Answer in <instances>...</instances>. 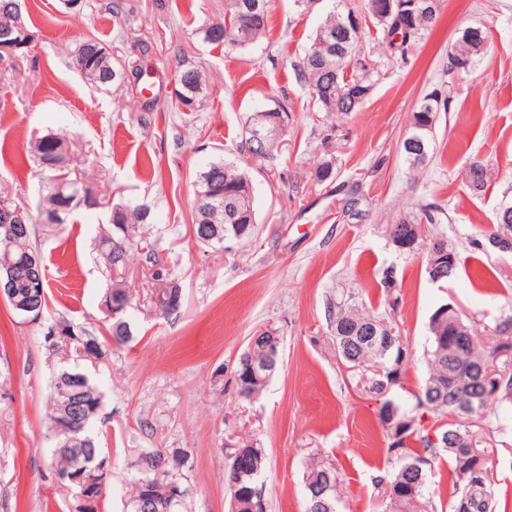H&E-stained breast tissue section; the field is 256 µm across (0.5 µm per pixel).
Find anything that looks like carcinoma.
<instances>
[{
  "label": "carcinoma",
  "mask_w": 512,
  "mask_h": 512,
  "mask_svg": "<svg viewBox=\"0 0 512 512\" xmlns=\"http://www.w3.org/2000/svg\"><path fill=\"white\" fill-rule=\"evenodd\" d=\"M381 0H365L362 14L369 17L380 30L387 46L405 58L418 37L428 32L436 23L439 11L426 14L417 9L407 16L408 32L401 41L392 38L400 32V22H392L380 13ZM270 0H226L224 22L215 23L204 31V39L212 44L245 45L257 41L268 32ZM357 9L347 6V0H335L323 24L318 28L310 47L303 58L300 78L308 85L313 105L320 112H353L360 106L371 90V74L374 69L358 54V38L340 46L327 45L328 35L343 36L342 28L349 15ZM18 17L14 0H0V29H17ZM487 40L481 29L470 35V28L458 31L448 58L463 61L473 66L475 57L481 53ZM76 64L83 76L97 86H107L122 79V63L94 38L84 41L77 49ZM184 83L177 90L176 102L190 97L199 103L207 95V86L201 72L193 65L182 69ZM436 115L419 106L412 113V131L424 138L426 148L434 140ZM281 132H273L263 142L254 140L253 119L245 121V139L249 152L257 158H269L277 149ZM408 168L416 171L428 161L429 154L419 152L402 144ZM35 156L47 173L44 177L43 223L50 230L66 223L78 196L106 207L110 200L97 199L93 187L84 181L70 178L67 171L71 147L57 135L34 142ZM486 172L482 164L472 162L467 172V185L475 193L485 188ZM252 183L248 170L240 163L224 157L215 158L200 167L195 184V202L192 212L194 239L214 250H224L220 239L202 238L203 231L235 235L237 241L252 239L256 228V214L252 204ZM444 208L438 204L420 207L413 217H401L389 225V234H394L401 224H436L441 220ZM150 210L144 205L134 207L117 205L111 208V220L98 239V250L106 271L112 281L106 296L108 308L107 339L103 342L86 329L64 318L54 320L59 332L54 338L44 335L48 350L57 354L64 352L91 363L103 359L107 345L123 346L133 339L130 313L137 308L132 294L124 286L129 271V253L134 244L148 251L151 244L142 234L140 226L149 223ZM9 258L13 271L0 268V279L9 280L10 293L5 302L12 304L11 295L26 299L36 312L48 311V281L46 268L40 254L31 245V225L14 234L0 232V259ZM180 286L168 283L163 288L149 290L142 305L153 308L166 316L178 314L181 302L178 298ZM371 324L389 326L395 330L392 340L382 336L372 342L356 343L351 337L358 330ZM512 324L507 316L492 328L494 338L485 344L469 332L457 340L448 339V327L429 324L430 350L427 351L429 374L421 387L418 406L442 416L452 414L461 418L458 423L424 427L417 417L401 411L390 399H382L386 387L400 383L401 360L407 355L399 327L385 323L378 316L366 315L353 306L336 314L334 337L336 351L345 368L363 392L382 401L379 420L389 439L388 453L393 457L392 471L376 479L383 487L389 512H428V468L433 459L445 454L449 457L453 488L452 512L459 510L463 501L472 502L471 512H496L497 502L491 489L487 458L477 454L483 442L485 430L482 418L491 402L512 408V402L504 400V391L497 387L512 388V334H506L503 326ZM276 332L266 329L250 340V346L242 353L235 365V373L244 377L237 387L240 398L250 400L265 387L277 369L268 367L263 379L247 378L254 363L266 361L268 340ZM483 364L491 379L485 380L472 372L471 366ZM103 393L87 370L61 366L54 373L48 428L54 441L51 450V465L62 478L60 486L70 492L65 500L67 512H102L104 501L110 494L109 483L87 493L78 495L77 484L71 477L81 472H91L99 461L106 457L100 447L98 436L92 425L102 405ZM467 400L468 408L461 410L460 401ZM448 430V442L434 444L430 432L439 428ZM239 449L252 452L260 469L256 473H237L227 465L224 482L229 496V512H254L255 500L246 492L260 486V478L266 470L265 449L244 443ZM189 455L185 451L166 448H150L142 451L137 460L136 473L132 480V492L123 504V512H189V496L175 501L167 497L173 483L186 485L185 469ZM336 466L330 462H313L306 474V512H337L336 490L338 484Z\"/></svg>",
  "instance_id": "cac0c4a2"
}]
</instances>
